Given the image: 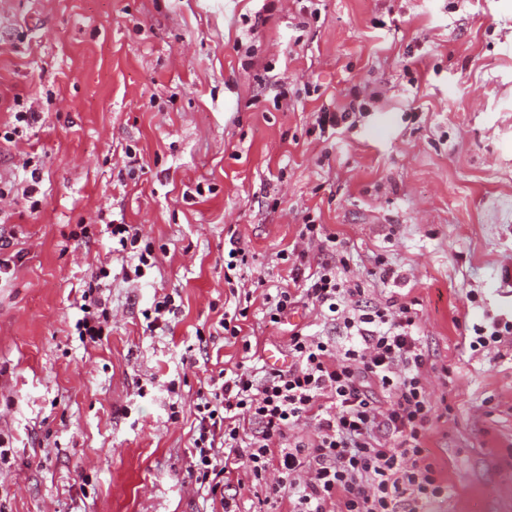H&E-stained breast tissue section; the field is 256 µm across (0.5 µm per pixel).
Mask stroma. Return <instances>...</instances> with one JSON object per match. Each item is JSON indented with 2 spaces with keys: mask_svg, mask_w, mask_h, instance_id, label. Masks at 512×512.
Segmentation results:
<instances>
[{
  "mask_svg": "<svg viewBox=\"0 0 512 512\" xmlns=\"http://www.w3.org/2000/svg\"><path fill=\"white\" fill-rule=\"evenodd\" d=\"M0 186V512H209L186 470L200 386L242 355L218 325L224 242L273 289L308 218L363 301L416 303L453 370L429 384L454 411L429 433L447 490L425 512H512V342L467 340L512 324V0H0ZM112 222L153 243L143 277ZM103 266L93 345L74 324ZM262 312L246 325L283 367L290 330L335 333L307 306ZM173 297L170 295H165L163 300L158 301L154 306V316L146 313L144 318L147 320L146 327L150 329V331H155L157 329L164 330L168 328V318H166L167 314L173 312ZM172 306V307H170ZM162 323V325H160Z\"/></svg>",
  "mask_w": 512,
  "mask_h": 512,
  "instance_id": "obj_1",
  "label": "stroma"
}]
</instances>
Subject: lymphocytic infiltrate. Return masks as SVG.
I'll list each match as a JSON object with an SVG mask.
<instances>
[{
	"instance_id": "1",
	"label": "lymphocytic infiltrate",
	"mask_w": 512,
	"mask_h": 512,
	"mask_svg": "<svg viewBox=\"0 0 512 512\" xmlns=\"http://www.w3.org/2000/svg\"><path fill=\"white\" fill-rule=\"evenodd\" d=\"M298 241L285 256L288 287L263 295L264 317L279 324L308 305L342 337L298 329L288 338V368L252 366V341L241 327L254 294L243 275L249 252L229 238L225 267L235 304L218 324L241 340L243 356L197 397L187 475L212 512H240L232 478L241 474L263 489L266 512H419L446 490L428 446L440 418L428 378L434 373L445 383L450 371L430 362L412 303L367 304L361 288L341 277L336 235L310 220ZM109 275L100 268L81 295L75 328L93 344L112 316L99 295Z\"/></svg>"
}]
</instances>
